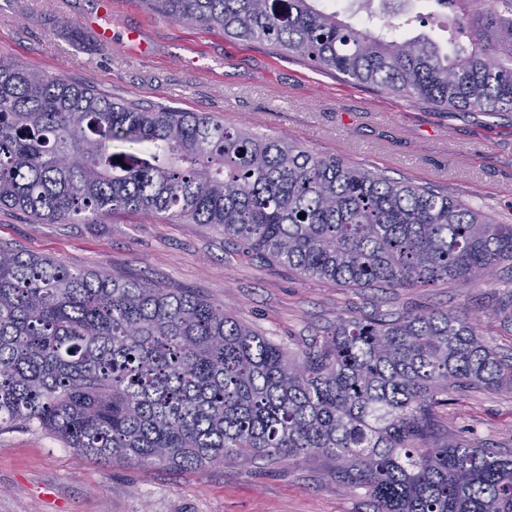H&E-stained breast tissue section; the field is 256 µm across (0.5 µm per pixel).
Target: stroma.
<instances>
[{
    "mask_svg": "<svg viewBox=\"0 0 512 512\" xmlns=\"http://www.w3.org/2000/svg\"><path fill=\"white\" fill-rule=\"evenodd\" d=\"M100 0H0V55L115 100L207 112L251 125L313 154L431 185L512 224V114L438 111L417 100L317 71L264 42L172 21L141 0H112V41L88 24ZM0 246L46 255L73 271L99 269L160 288L190 290L295 351L339 317L430 309L481 315L480 333L512 357V325L494 309L512 297V269L493 284L346 288L245 253L211 224L116 211L95 224H41L0 209ZM451 436L512 455V389L454 398ZM326 457L228 459L174 473L78 459L38 427L0 433V512H372L365 489L336 481Z\"/></svg>",
    "mask_w": 512,
    "mask_h": 512,
    "instance_id": "obj_1",
    "label": "stroma"
}]
</instances>
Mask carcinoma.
<instances>
[{
  "label": "carcinoma",
  "mask_w": 512,
  "mask_h": 512,
  "mask_svg": "<svg viewBox=\"0 0 512 512\" xmlns=\"http://www.w3.org/2000/svg\"><path fill=\"white\" fill-rule=\"evenodd\" d=\"M436 2L465 34L450 53L400 32L394 10L368 27L324 0H148L357 84L512 113V0ZM0 207L46 224L115 210L214 224L252 254L350 288L512 268V224L432 186L3 58ZM507 388L512 357L475 317L350 316L291 352L192 292L0 247V432L35 425L82 459L192 471L327 455L373 512H512V457L448 439L440 415L453 394Z\"/></svg>",
  "instance_id": "obj_1"
}]
</instances>
